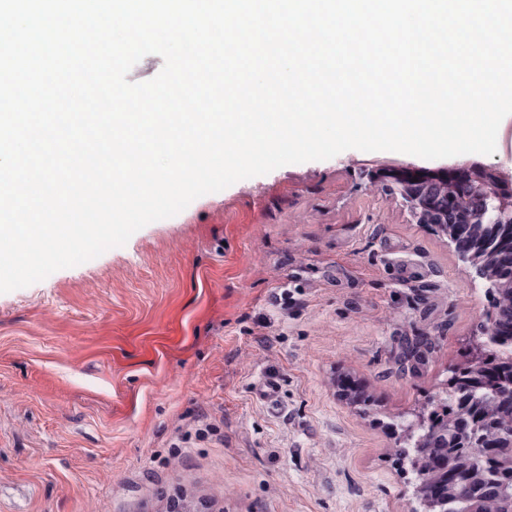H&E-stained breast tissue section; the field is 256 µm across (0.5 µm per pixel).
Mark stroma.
<instances>
[{"label":"stroma","mask_w":512,"mask_h":512,"mask_svg":"<svg viewBox=\"0 0 512 512\" xmlns=\"http://www.w3.org/2000/svg\"><path fill=\"white\" fill-rule=\"evenodd\" d=\"M412 160L285 165L0 294V512H408L398 426L490 308L361 175Z\"/></svg>","instance_id":"obj_1"}]
</instances>
